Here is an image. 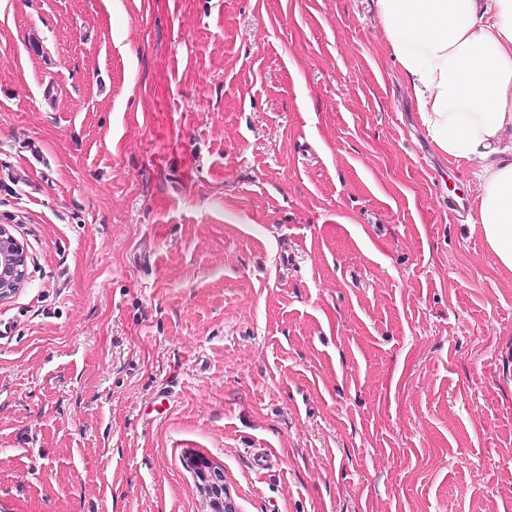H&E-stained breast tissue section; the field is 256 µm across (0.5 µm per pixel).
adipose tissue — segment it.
I'll return each instance as SVG.
<instances>
[{
	"label": "adipose tissue",
	"instance_id": "obj_1",
	"mask_svg": "<svg viewBox=\"0 0 512 512\" xmlns=\"http://www.w3.org/2000/svg\"><path fill=\"white\" fill-rule=\"evenodd\" d=\"M437 152L473 170L477 224L512 273V0H376Z\"/></svg>",
	"mask_w": 512,
	"mask_h": 512
}]
</instances>
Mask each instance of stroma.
Listing matches in <instances>:
<instances>
[{
  "label": "stroma",
  "instance_id": "1",
  "mask_svg": "<svg viewBox=\"0 0 512 512\" xmlns=\"http://www.w3.org/2000/svg\"><path fill=\"white\" fill-rule=\"evenodd\" d=\"M375 0H0V512H512V276ZM268 460L266 469L254 456ZM29 255L23 242L0 225V302L6 301L26 281ZM203 461H199L198 465L202 468L201 476L206 481V485L214 499L215 504L219 508L220 512H236L234 502L232 501L227 490L224 488L223 480H218L212 471L209 470L210 474L204 467H202Z\"/></svg>",
  "mask_w": 512,
  "mask_h": 512
}]
</instances>
